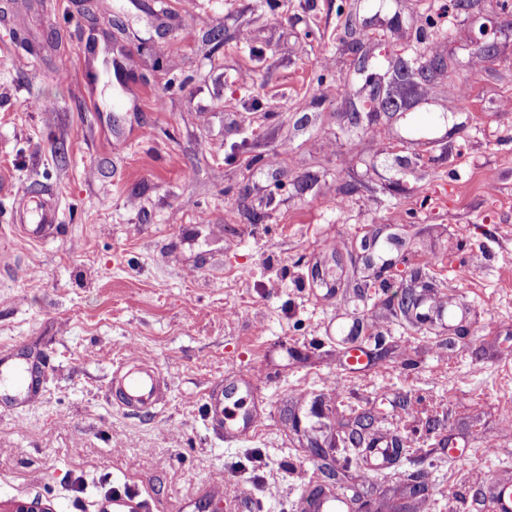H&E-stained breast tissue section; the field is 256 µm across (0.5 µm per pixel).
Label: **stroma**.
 Wrapping results in <instances>:
<instances>
[{
	"instance_id": "1",
	"label": "stroma",
	"mask_w": 512,
	"mask_h": 512,
	"mask_svg": "<svg viewBox=\"0 0 512 512\" xmlns=\"http://www.w3.org/2000/svg\"><path fill=\"white\" fill-rule=\"evenodd\" d=\"M4 5L0 348L52 367L0 407V512H304L328 463L367 498L422 470L424 512H491L451 453L512 479V0ZM411 57L442 65L364 121L369 75ZM21 191L57 200L53 238L18 233ZM354 341L371 364H342ZM134 347L167 382L139 413L109 394ZM255 372L235 409L266 417L225 441L208 394ZM377 438L407 452L369 473Z\"/></svg>"
}]
</instances>
